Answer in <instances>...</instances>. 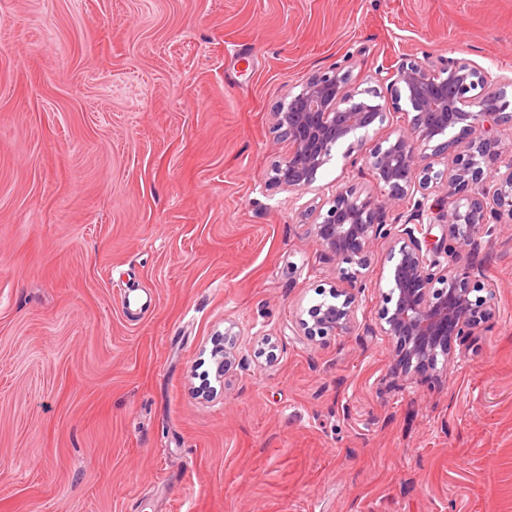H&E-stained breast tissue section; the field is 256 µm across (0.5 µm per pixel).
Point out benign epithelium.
<instances>
[{
    "label": "benign epithelium",
    "instance_id": "benign-epithelium-1",
    "mask_svg": "<svg viewBox=\"0 0 512 512\" xmlns=\"http://www.w3.org/2000/svg\"><path fill=\"white\" fill-rule=\"evenodd\" d=\"M374 80L385 91L359 88L350 67L340 63L278 104L274 127L288 142V157L273 180L302 197L343 144L344 156L371 171L379 194L338 184L331 197L305 207L323 259L347 264L340 269L347 286L331 283V300L299 314L296 327L311 336L356 326L369 253L387 242L381 323L366 332L395 341L392 372L406 381L450 365L456 347L496 319V283L486 279L485 297L472 293L485 279L475 260L483 239L494 236L503 217L512 221V140L502 137L512 128V82L465 60L435 63L426 55L381 66ZM403 104L411 114L407 124L368 142L369 130ZM448 156L450 167L434 168L433 159ZM434 192L441 196L432 201ZM435 225L441 238L434 241ZM463 256L468 261L461 262ZM238 346L237 333L225 329L224 347L215 351L218 376Z\"/></svg>",
    "mask_w": 512,
    "mask_h": 512
}]
</instances>
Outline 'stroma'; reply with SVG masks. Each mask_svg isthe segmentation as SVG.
Returning <instances> with one entry per match:
<instances>
[{
	"label": "stroma",
	"mask_w": 512,
	"mask_h": 512,
	"mask_svg": "<svg viewBox=\"0 0 512 512\" xmlns=\"http://www.w3.org/2000/svg\"><path fill=\"white\" fill-rule=\"evenodd\" d=\"M425 52L512 79V0H0V512H512V223L446 370L391 376L373 287L293 331L339 275L304 205L377 187L337 150L293 202L272 114Z\"/></svg>",
	"instance_id": "1"
}]
</instances>
